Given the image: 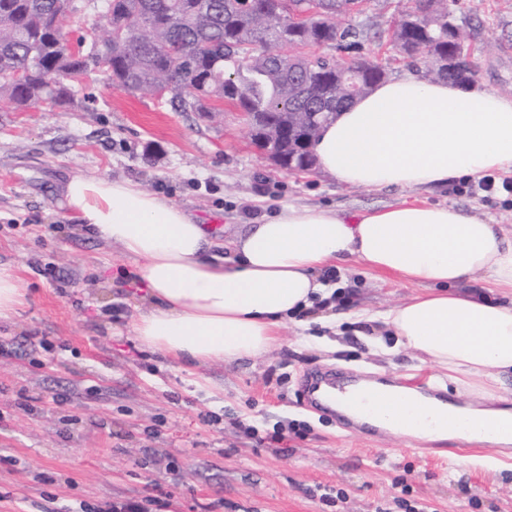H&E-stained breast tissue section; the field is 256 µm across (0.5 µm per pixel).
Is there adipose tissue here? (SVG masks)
<instances>
[{
	"mask_svg": "<svg viewBox=\"0 0 512 512\" xmlns=\"http://www.w3.org/2000/svg\"><path fill=\"white\" fill-rule=\"evenodd\" d=\"M312 150L324 173L375 191L510 174L512 97L442 80H385L325 124ZM62 193L71 219L136 267L146 308L133 332L147 348L191 368L263 356L286 320L330 303L324 268L352 261L419 289L359 320L379 323L398 346L482 401L461 406L395 386L389 396L411 402L414 412L385 429L512 446V432L450 424L456 417L512 421V410L493 406L503 376L512 374V225L419 201L347 215L288 205L224 241L129 180L76 175ZM484 281L499 296L470 290Z\"/></svg>",
	"mask_w": 512,
	"mask_h": 512,
	"instance_id": "obj_1",
	"label": "adipose tissue"
}]
</instances>
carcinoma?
<instances>
[{
  "label": "carcinoma",
  "mask_w": 512,
  "mask_h": 512,
  "mask_svg": "<svg viewBox=\"0 0 512 512\" xmlns=\"http://www.w3.org/2000/svg\"><path fill=\"white\" fill-rule=\"evenodd\" d=\"M365 0H112V83L131 94L168 98L176 112L211 111L208 102L226 100L239 112H255L264 124L252 135L261 142L267 129L286 123L292 141L271 150L292 158V170L306 169L310 129H320L354 101L345 94L339 66L364 70L369 91L385 80L386 65L358 58L361 31L350 24ZM407 7L385 33L409 56L425 58L424 78L470 82L468 46L450 30L460 28L447 0H405ZM78 11L74 0H0V111L30 102L51 107L69 100L70 88L45 76L77 79L97 65L94 48L77 54L61 45L63 26ZM325 46L351 56L336 59L304 49ZM289 48L285 54L282 49ZM457 56L461 67L443 72L430 56ZM37 66L25 80L16 73ZM316 112L304 123L302 113Z\"/></svg>",
  "instance_id": "carcinoma-1"
}]
</instances>
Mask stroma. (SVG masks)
Here are the masks:
<instances>
[{
	"mask_svg": "<svg viewBox=\"0 0 512 512\" xmlns=\"http://www.w3.org/2000/svg\"><path fill=\"white\" fill-rule=\"evenodd\" d=\"M485 87L512 86V0H458ZM401 0H369L361 56ZM55 108L0 112V267L26 301L0 319V512H512V452L400 438L302 401L303 382L375 379L427 391L454 386L394 337L361 335L351 312L408 300L415 286L353 263L332 272L348 299L334 352L286 325L273 349L186 370L132 330L143 308L131 263L66 216L71 176L130 179L231 238L288 206L362 213L397 201L451 205L512 225V201L452 187L370 191L313 170L286 171L257 149L235 108L176 112L89 71ZM469 464H462V457Z\"/></svg>",
	"mask_w": 512,
	"mask_h": 512,
	"instance_id": "1",
	"label": "stroma"
}]
</instances>
